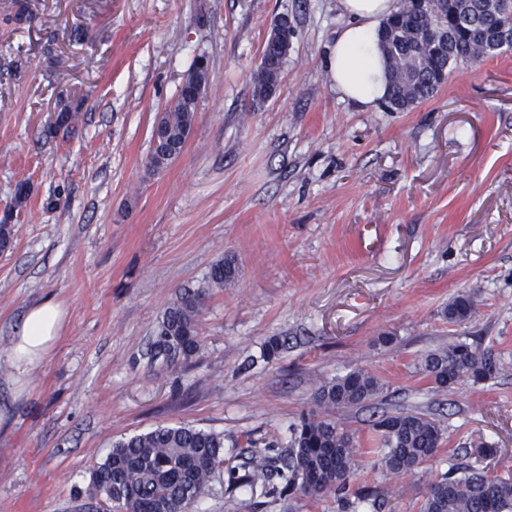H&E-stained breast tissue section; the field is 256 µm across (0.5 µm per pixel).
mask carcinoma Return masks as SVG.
<instances>
[{
    "label": "carcinoma",
    "instance_id": "cac0c4a2",
    "mask_svg": "<svg viewBox=\"0 0 512 512\" xmlns=\"http://www.w3.org/2000/svg\"><path fill=\"white\" fill-rule=\"evenodd\" d=\"M512 35V0H405L381 29V49L389 78L387 107L395 112L430 100L454 66L485 60L512 50L501 36ZM291 43L279 26L272 28L254 73V97L265 101L275 94ZM195 57L178 90L175 111L157 116L151 131L148 169L157 173L183 150L197 105L185 99L207 73ZM237 268L231 258L213 262L203 285L178 289L165 308L151 344L152 359L167 366L189 363L201 349L200 315L210 293L233 281ZM476 310L473 296L460 293L446 307L451 323L468 320ZM503 369L492 348L465 341L427 354L422 370L436 388H451L460 380L474 384L495 378ZM379 381L357 369L324 385L319 399L336 407L361 404L378 396ZM379 454L373 467L402 476L415 471L439 451L440 425L415 411L386 415L373 423ZM497 449L481 442L466 452L469 461L448 471L428 487L421 512H512V475L489 472L482 463ZM360 462L351 435L336 422L302 417L291 434L288 454L264 456L240 467L224 468V435L192 426H161L124 437L112 444L96 463L85 490L114 512H191L216 475L229 491L246 490L263 496L301 493L318 500L333 494L345 512H357V500L347 497Z\"/></svg>",
    "mask_w": 512,
    "mask_h": 512
}]
</instances>
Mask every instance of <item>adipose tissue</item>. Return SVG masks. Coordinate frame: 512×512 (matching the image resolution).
I'll use <instances>...</instances> for the list:
<instances>
[{
    "label": "adipose tissue",
    "instance_id": "obj_1",
    "mask_svg": "<svg viewBox=\"0 0 512 512\" xmlns=\"http://www.w3.org/2000/svg\"><path fill=\"white\" fill-rule=\"evenodd\" d=\"M339 6L345 23L327 48L330 84L342 98L370 107L388 93L387 62L378 34L383 22L397 10L399 0H339ZM63 323L64 311L53 300L28 309L10 357L16 371H24L51 353Z\"/></svg>",
    "mask_w": 512,
    "mask_h": 512
}]
</instances>
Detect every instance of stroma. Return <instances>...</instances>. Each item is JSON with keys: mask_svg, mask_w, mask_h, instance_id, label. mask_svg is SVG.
Listing matches in <instances>:
<instances>
[{"mask_svg": "<svg viewBox=\"0 0 512 512\" xmlns=\"http://www.w3.org/2000/svg\"><path fill=\"white\" fill-rule=\"evenodd\" d=\"M281 13L292 48L261 102L253 75ZM342 22L338 0H0V218L14 225L0 253V512H101L74 491L113 441L180 423L223 434L235 466L271 444L286 453L303 416L334 420L361 460L351 491L371 489L381 512H420L481 440L492 471L512 472V51L457 66L415 108H365L325 75ZM199 54L213 77L190 138L148 173L155 117ZM66 107L76 120L50 132ZM225 257L238 275L205 302L199 354L152 363L164 308ZM460 292L477 311L448 322ZM48 297L64 329L17 374L14 336ZM274 336L288 347L267 362ZM455 340L494 348L502 372L433 388L420 361ZM359 368L378 397L319 402ZM410 410L441 426L435 459L373 468L374 421ZM195 512L342 509L218 479Z\"/></svg>", "mask_w": 512, "mask_h": 512, "instance_id": "1", "label": "stroma"}]
</instances>
